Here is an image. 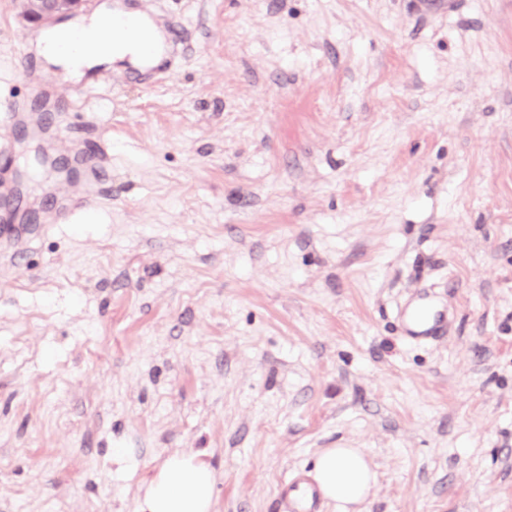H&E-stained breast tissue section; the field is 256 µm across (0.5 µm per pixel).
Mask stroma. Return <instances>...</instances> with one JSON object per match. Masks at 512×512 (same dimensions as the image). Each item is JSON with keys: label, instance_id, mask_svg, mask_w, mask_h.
<instances>
[{"label": "stroma", "instance_id": "stroma-1", "mask_svg": "<svg viewBox=\"0 0 512 512\" xmlns=\"http://www.w3.org/2000/svg\"><path fill=\"white\" fill-rule=\"evenodd\" d=\"M176 63L55 79L8 132L32 264L0 253V512H139L167 455L214 512H277L326 448L363 512H512V0H127ZM0 0V106L37 34ZM102 139L101 204L44 227ZM444 336L403 340L418 297ZM315 478L323 497L336 503L338 512H361L375 484V473L359 448L324 449Z\"/></svg>", "mask_w": 512, "mask_h": 512}]
</instances>
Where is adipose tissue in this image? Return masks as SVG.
I'll return each mask as SVG.
<instances>
[{
  "instance_id": "ef3b65f1",
  "label": "adipose tissue",
  "mask_w": 512,
  "mask_h": 512,
  "mask_svg": "<svg viewBox=\"0 0 512 512\" xmlns=\"http://www.w3.org/2000/svg\"><path fill=\"white\" fill-rule=\"evenodd\" d=\"M109 22L117 29L116 38L86 48L83 35ZM63 32L69 36L67 42H60L59 32L50 30L38 34L33 47L44 69L73 83L98 67L123 62L141 66L144 38H164L160 27L145 19L142 11L119 2L103 5L96 14L65 25ZM315 478L324 498L334 502L339 512H362L375 484V474L357 448L324 449L317 459ZM215 482L214 470L195 456L168 455L145 484L139 512H213Z\"/></svg>"
}]
</instances>
